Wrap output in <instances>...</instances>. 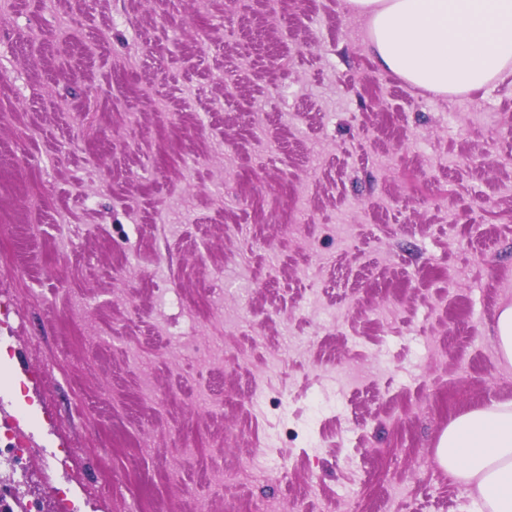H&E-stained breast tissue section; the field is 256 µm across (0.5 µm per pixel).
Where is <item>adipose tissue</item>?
<instances>
[{
	"instance_id": "ef3b65f1",
	"label": "adipose tissue",
	"mask_w": 512,
	"mask_h": 512,
	"mask_svg": "<svg viewBox=\"0 0 512 512\" xmlns=\"http://www.w3.org/2000/svg\"><path fill=\"white\" fill-rule=\"evenodd\" d=\"M366 22L380 66L439 94L483 88L512 68V0H345ZM439 465L481 512H512V401L458 416L439 438Z\"/></svg>"
}]
</instances>
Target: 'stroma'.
Wrapping results in <instances>:
<instances>
[{
  "label": "stroma",
  "instance_id": "35a3bbf8",
  "mask_svg": "<svg viewBox=\"0 0 512 512\" xmlns=\"http://www.w3.org/2000/svg\"><path fill=\"white\" fill-rule=\"evenodd\" d=\"M344 0H0V425L57 512H475L512 400V76L383 69ZM498 351L505 361L512 363V306L504 308L498 315L495 326ZM436 457L477 496L482 512H512V401L455 418L439 438Z\"/></svg>",
  "mask_w": 512,
  "mask_h": 512
}]
</instances>
